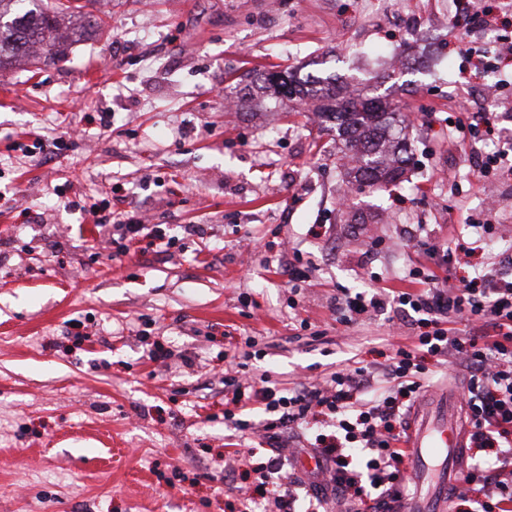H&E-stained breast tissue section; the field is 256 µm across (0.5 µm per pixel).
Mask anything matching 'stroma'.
I'll list each match as a JSON object with an SVG mask.
<instances>
[{
	"label": "stroma",
	"mask_w": 512,
	"mask_h": 512,
	"mask_svg": "<svg viewBox=\"0 0 512 512\" xmlns=\"http://www.w3.org/2000/svg\"><path fill=\"white\" fill-rule=\"evenodd\" d=\"M463 2L89 0L101 28L66 61L0 71V512H239L226 443L271 449L224 425L229 364L288 388L409 343L383 315L336 324L338 289H409L424 230L512 226V180L474 173L498 140L461 149L451 126L512 131V87L467 71L490 35L448 23ZM280 72L374 87L404 122L402 179L349 183L317 101L263 91ZM105 182L169 251L110 260L111 226L73 205ZM477 126V124L470 122V118L466 112H461L455 121V128L459 133H464L465 130H478V134L482 132L484 135L490 136L495 132V120L493 113L487 112L482 117V122L480 123L479 128H477Z\"/></svg>",
	"instance_id": "stroma-1"
}]
</instances>
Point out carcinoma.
<instances>
[{
    "mask_svg": "<svg viewBox=\"0 0 512 512\" xmlns=\"http://www.w3.org/2000/svg\"><path fill=\"white\" fill-rule=\"evenodd\" d=\"M82 9L73 0L53 6L45 0H0V70L35 53L36 45L44 59L64 61L65 45L83 39L98 26ZM264 83L282 99L302 101L312 96L328 101L320 112L336 121L344 156L355 159L351 169L355 180L381 188L399 178L408 159L395 154L400 143L396 112L380 97L359 93L340 99L328 78H310L306 90L281 73L268 75Z\"/></svg>",
    "mask_w": 512,
    "mask_h": 512,
    "instance_id": "carcinoma-1",
    "label": "carcinoma"
}]
</instances>
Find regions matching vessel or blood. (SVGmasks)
<instances>
[{"mask_svg":"<svg viewBox=\"0 0 512 512\" xmlns=\"http://www.w3.org/2000/svg\"><path fill=\"white\" fill-rule=\"evenodd\" d=\"M407 446L410 474L415 481L430 480L432 489L412 502L393 499L388 512H444L448 478L465 466L466 427L459 412L448 404H422L409 419Z\"/></svg>","mask_w":512,"mask_h":512,"instance_id":"1","label":"vessel or blood"}]
</instances>
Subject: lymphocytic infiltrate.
Wrapping results in <instances>:
<instances>
[{
	"label": "lymphocytic infiltrate",
	"instance_id": "1",
	"mask_svg": "<svg viewBox=\"0 0 512 512\" xmlns=\"http://www.w3.org/2000/svg\"><path fill=\"white\" fill-rule=\"evenodd\" d=\"M95 223L111 225L113 258L129 252L131 243L149 237L160 251L172 240L164 229L134 215L110 210L108 203L92 204ZM424 263L408 276L413 291L340 289L334 312L338 324L360 325L378 312L391 311L415 331L411 347L398 348L388 364L347 366L323 382L288 389L255 387L237 377L224 419L235 430L251 428L238 411L260 406L270 447L291 427L318 420L321 431L308 438L309 447L325 467L319 481L298 487L283 482L280 455L269 456L254 469L257 489L278 485L273 499L277 512H327L337 497L347 512H381L393 484L407 474L408 449L403 448L404 416L416 399L430 389L424 356L458 365L468 376L463 401L472 432L471 447L487 459L469 468L450 495L468 503V512H512V275L493 262L470 279L457 276L456 267L484 254V236L458 239L455 249L434 238L419 244Z\"/></svg>",
	"mask_w": 512,
	"mask_h": 512
}]
</instances>
